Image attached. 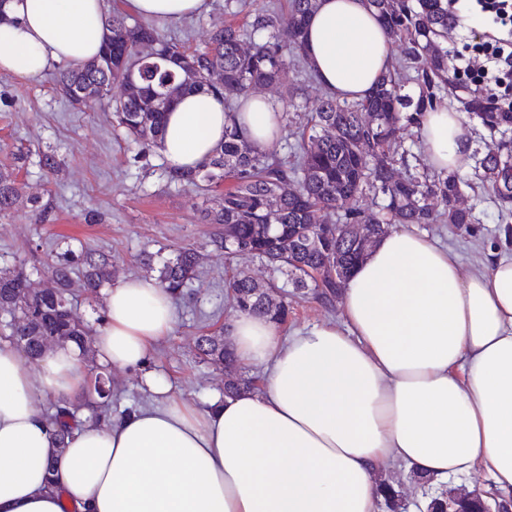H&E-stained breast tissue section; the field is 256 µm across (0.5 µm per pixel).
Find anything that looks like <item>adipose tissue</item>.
<instances>
[{
    "mask_svg": "<svg viewBox=\"0 0 512 512\" xmlns=\"http://www.w3.org/2000/svg\"><path fill=\"white\" fill-rule=\"evenodd\" d=\"M177 23L204 0H129ZM107 0H0V71L32 79L80 66L106 42ZM392 41L369 0H318L305 54L322 87L365 99L392 67ZM236 120L260 149L280 136L269 97ZM159 146L177 174L224 141V98L192 93L164 114ZM427 165L458 171L474 149L463 113L439 106L417 127ZM343 325L282 338L278 323L236 314L226 333L238 362L264 369L262 392L205 405L155 377L152 402L87 423L59 448L44 409L85 386L74 344L34 365L0 342V512H379L392 464L485 500L512 497V255L471 267L439 240L399 225L353 269ZM94 348L104 369L142 367L175 324L173 296L129 278L105 299ZM486 476L475 484L471 475Z\"/></svg>",
    "mask_w": 512,
    "mask_h": 512,
    "instance_id": "1",
    "label": "adipose tissue"
}]
</instances>
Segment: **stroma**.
Segmentation results:
<instances>
[{
  "label": "stroma",
  "instance_id": "35a3bbf8",
  "mask_svg": "<svg viewBox=\"0 0 512 512\" xmlns=\"http://www.w3.org/2000/svg\"><path fill=\"white\" fill-rule=\"evenodd\" d=\"M225 0H204L202 11L178 24L157 21L166 39L204 47L213 24H243L245 12L230 16ZM267 95L292 114L308 113L324 90L313 83L306 65H299L294 88L270 87ZM467 120L474 150L460 172L466 185L460 199L475 224L420 226V233L437 238L455 252L464 267L487 253L506 247L505 227L512 213L501 209L494 194L481 187V162L501 143H512V127L493 131L475 115ZM55 153L60 168L52 173L39 164L42 153ZM166 162L157 148L137 150L112 127L103 109L82 112L54 89L53 73L22 80L0 73V168L13 171L21 202L0 219V270L25 264L33 287L45 280L38 269L55 253L73 249L103 255L116 268V280L145 276V255L171 257L175 248L191 245L206 254L202 273L176 301L173 332L156 344L145 370L112 374L113 412L150 402L146 375L168 382L173 393L198 404L224 397V374L200 361L198 336H220L232 311L225 279V257L213 240L223 234L220 224L205 223L195 188L168 184ZM46 207V219L34 221L31 198Z\"/></svg>",
  "mask_w": 512,
  "mask_h": 512
}]
</instances>
